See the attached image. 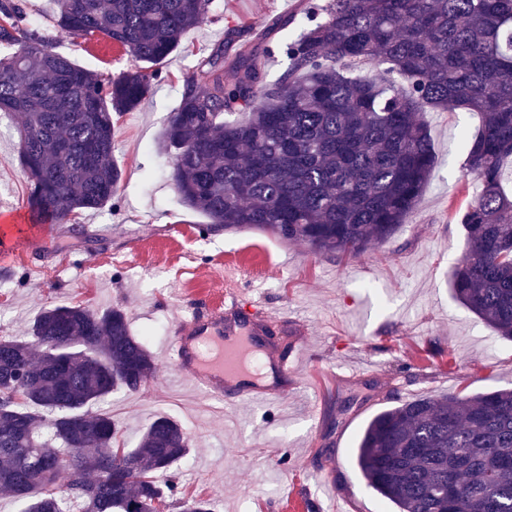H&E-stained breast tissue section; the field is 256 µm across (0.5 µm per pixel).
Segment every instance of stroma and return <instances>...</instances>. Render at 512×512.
<instances>
[{
    "instance_id": "35a3bbf8",
    "label": "stroma",
    "mask_w": 512,
    "mask_h": 512,
    "mask_svg": "<svg viewBox=\"0 0 512 512\" xmlns=\"http://www.w3.org/2000/svg\"><path fill=\"white\" fill-rule=\"evenodd\" d=\"M326 0H215L207 21L188 30L165 63L163 79L117 123L114 162L120 192L98 211L43 235L24 207L27 182L17 159L16 113L0 115V212L28 239L29 260L0 257V336H25L40 309L69 302L97 311L123 309L134 332L148 336L154 376L138 391H114L103 404L126 447H136L159 416L182 424L190 452L167 473L178 500H209L214 512H333L317 471L331 467L338 488L352 490L356 512H388L359 477L351 451L364 423L399 401L448 393L512 389V341L498 337L455 302L449 273L465 249L455 218L475 184L466 176L468 139L476 113L429 112L436 164L417 206L383 246L353 258L316 255L302 243L258 230L208 229L205 215L178 201L169 162L157 149L198 60L221 46L227 28L250 36L272 28L296 34L301 7ZM57 50L82 68L112 76L129 55L105 38L67 37ZM179 232H169V225ZM237 294L246 316L264 312L267 340L314 352L276 404L235 407L192 392L164 355L178 320L224 312L225 292ZM334 381L319 384V370ZM322 385V411L309 417L312 386ZM293 451L288 466L275 458ZM296 501H288V493Z\"/></svg>"
}]
</instances>
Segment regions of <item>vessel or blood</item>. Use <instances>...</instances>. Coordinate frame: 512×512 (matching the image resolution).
Masks as SVG:
<instances>
[{"instance_id":"b4317fda","label":"vessel or blood","mask_w":512,"mask_h":512,"mask_svg":"<svg viewBox=\"0 0 512 512\" xmlns=\"http://www.w3.org/2000/svg\"><path fill=\"white\" fill-rule=\"evenodd\" d=\"M257 327L239 319L222 320L194 314L170 336L164 352L180 381L209 394L222 396L229 406L245 401L279 402L283 390L262 384L251 358L264 354L269 367L280 378H296L297 366L306 352L300 346L279 352L261 344Z\"/></svg>"}]
</instances>
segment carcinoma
Segmentation results:
<instances>
[{
  "label": "carcinoma",
  "instance_id": "obj_1",
  "mask_svg": "<svg viewBox=\"0 0 512 512\" xmlns=\"http://www.w3.org/2000/svg\"><path fill=\"white\" fill-rule=\"evenodd\" d=\"M57 36H100L136 65L103 76L56 50L22 0H0V112L22 117L27 204L68 224L112 201L117 117L161 79L182 35L214 0H53ZM202 58L185 79L162 146L180 201L226 230L255 229L317 254L361 255L391 238L435 164L425 113L476 112L457 212L467 249L450 272L455 300L512 340V0H328L288 40L252 30ZM286 66L266 82L269 59ZM382 66L381 82L353 75ZM155 358L120 308H43L23 338L0 336V490L21 512H161V473L189 452L174 419L156 418L122 448L112 416L92 410L139 390ZM354 467L392 512H512V390L405 400L375 414ZM68 493L57 492L61 475ZM181 512H213L183 498Z\"/></svg>",
  "mask_w": 512,
  "mask_h": 512
}]
</instances>
